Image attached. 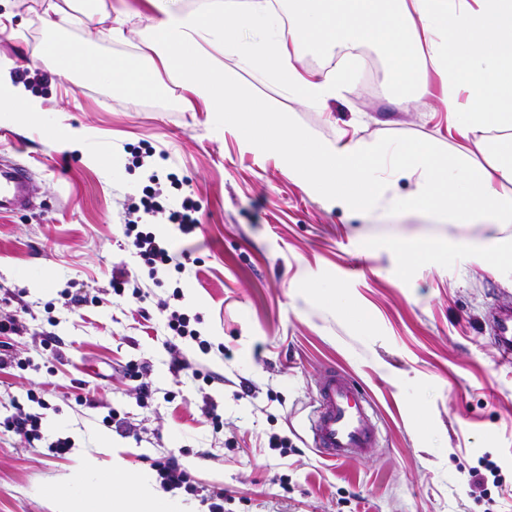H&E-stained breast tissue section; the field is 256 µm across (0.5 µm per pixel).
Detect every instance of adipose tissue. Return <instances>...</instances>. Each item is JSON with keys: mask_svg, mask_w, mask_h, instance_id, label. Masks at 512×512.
<instances>
[{"mask_svg": "<svg viewBox=\"0 0 512 512\" xmlns=\"http://www.w3.org/2000/svg\"><path fill=\"white\" fill-rule=\"evenodd\" d=\"M149 37L132 56L105 58L90 45L124 38V10L109 28L84 27V46L44 44L42 54L67 78L92 74L118 83L129 96L153 95L158 69L174 74L188 112L224 117L225 130L271 150L281 169L318 199L347 210L415 211L484 231L466 250L492 269H512V0H210L185 11L179 0H146ZM374 49L384 60L385 86L403 98L431 95L452 114L457 144H402L365 138L324 141L292 125L277 100L256 96L239 72L276 84L306 106L324 109L353 81L340 67L318 73L298 67L299 50ZM234 59V69L216 55ZM437 84H430L429 75ZM43 101L10 69L0 68V112L28 116ZM411 188L397 194L400 179ZM53 512H188L148 474L132 473L78 454L51 494Z\"/></svg>", "mask_w": 512, "mask_h": 512, "instance_id": "adipose-tissue-1", "label": "adipose tissue"}]
</instances>
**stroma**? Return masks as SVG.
Listing matches in <instances>:
<instances>
[{
  "label": "stroma",
  "mask_w": 512,
  "mask_h": 512,
  "mask_svg": "<svg viewBox=\"0 0 512 512\" xmlns=\"http://www.w3.org/2000/svg\"><path fill=\"white\" fill-rule=\"evenodd\" d=\"M132 11L124 40L94 47L103 57L135 52L147 34L141 0H111ZM50 0H7L0 13V66L27 69L44 101L26 119L0 114V154L30 168L40 203L0 216V422L41 413V440L0 426V512H52L49 492L76 464L75 449L112 450L133 472L176 458L190 476L177 489L193 512H512V370L500 367L485 328L489 307L512 300V272L477 260L405 266L398 242L476 236L480 227L432 224L402 213L379 218L329 205L282 170L269 151L241 142L223 118L185 112L181 88L159 72L158 94L133 100L90 76L67 81L40 61ZM59 40L83 43V22L111 21L89 0H72ZM281 100L294 122L319 139L336 134L391 142L454 144L443 104L386 93L382 75L357 78L316 110ZM76 129L83 149L52 131ZM162 152L155 172L168 204L191 196L200 230L187 241L164 217L142 216L170 252L191 249L183 269H161L163 287L141 303L115 294L113 268L143 275L123 226L147 179L136 158ZM181 188H172L169 175ZM81 289V305L62 293ZM180 290L182 299L172 297ZM199 317L210 353L181 346L192 370L175 371L160 301ZM147 367L153 388L139 401L129 365ZM352 375L374 408L378 442L365 458L331 463L312 446L310 420L325 366ZM213 374L194 379L193 369ZM253 394L239 398L238 382ZM172 391L165 401L163 391ZM85 405H76L74 395ZM46 408H39L38 400ZM216 403L214 428L201 411ZM126 431L105 425L110 411ZM287 439V453L270 447ZM70 439L74 449L51 450ZM494 463L496 478L471 488L469 472ZM223 499H214L216 491Z\"/></svg>",
  "instance_id": "35a3bbf8"
}]
</instances>
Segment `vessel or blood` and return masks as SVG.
Masks as SVG:
<instances>
[{"instance_id": "b4317fda", "label": "vessel or blood", "mask_w": 512, "mask_h": 512, "mask_svg": "<svg viewBox=\"0 0 512 512\" xmlns=\"http://www.w3.org/2000/svg\"><path fill=\"white\" fill-rule=\"evenodd\" d=\"M37 194L32 174L22 165L0 162V214L29 208ZM487 330L502 364L512 365V302L495 303ZM313 445L329 461L369 456L376 446L372 406L346 373L328 369L321 381L319 407L311 423Z\"/></svg>"}]
</instances>
